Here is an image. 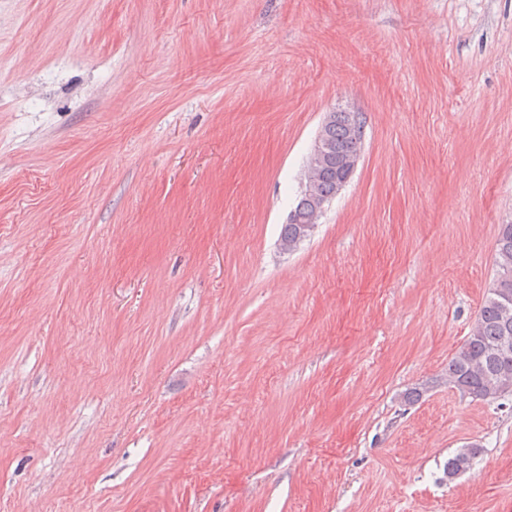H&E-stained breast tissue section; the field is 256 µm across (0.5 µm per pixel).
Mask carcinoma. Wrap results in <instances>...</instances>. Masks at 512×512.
<instances>
[{
  "mask_svg": "<svg viewBox=\"0 0 512 512\" xmlns=\"http://www.w3.org/2000/svg\"><path fill=\"white\" fill-rule=\"evenodd\" d=\"M352 115L336 112L324 129L333 153L317 174V194L327 199L336 196V160L361 154L363 139L351 133ZM312 224L287 221L282 226L280 243L292 252L311 236ZM496 277L480 308L470 336L448 363V384L475 400L494 402L512 395V223L499 227L496 240ZM477 443L458 449L448 458V479L470 470L481 455Z\"/></svg>",
  "mask_w": 512,
  "mask_h": 512,
  "instance_id": "1",
  "label": "carcinoma"
}]
</instances>
